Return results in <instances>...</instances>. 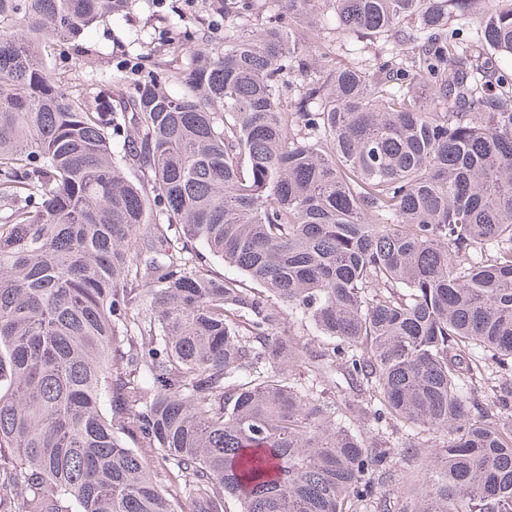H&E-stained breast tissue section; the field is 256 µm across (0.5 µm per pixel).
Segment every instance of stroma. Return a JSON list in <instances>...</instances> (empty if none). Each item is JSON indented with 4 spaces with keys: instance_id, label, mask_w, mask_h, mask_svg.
I'll return each instance as SVG.
<instances>
[{
    "instance_id": "1",
    "label": "stroma",
    "mask_w": 512,
    "mask_h": 512,
    "mask_svg": "<svg viewBox=\"0 0 512 512\" xmlns=\"http://www.w3.org/2000/svg\"><path fill=\"white\" fill-rule=\"evenodd\" d=\"M232 17L216 10L214 0H133L121 16L106 19L92 29L86 41L97 55V73L112 97L129 95L148 76H163L187 66L198 49L224 50V33ZM304 39L316 74H323L352 54L371 57L382 42L335 31L332 4H325L318 28L304 30ZM50 71L70 93H78L88 75L81 57L66 44L50 47ZM395 476L377 490L379 498L397 503L423 486L421 462L395 456Z\"/></svg>"
}]
</instances>
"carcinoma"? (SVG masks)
<instances>
[{"label": "carcinoma", "instance_id": "obj_1", "mask_svg": "<svg viewBox=\"0 0 512 512\" xmlns=\"http://www.w3.org/2000/svg\"><path fill=\"white\" fill-rule=\"evenodd\" d=\"M281 2L116 108L45 51L95 66L131 0H0V512H358L388 449L288 385L286 307L331 339L306 370L348 379L344 417L448 429L424 495L378 512H512V3L465 42L474 0H330L401 47L296 89L324 0ZM250 23L252 26H266L285 16L288 12L283 3L275 0H252ZM287 12V13H286ZM50 46L48 61L51 73L57 80H62V84L70 93L77 94L89 75L82 58L74 54L66 44L57 43Z\"/></svg>", "mask_w": 512, "mask_h": 512}]
</instances>
